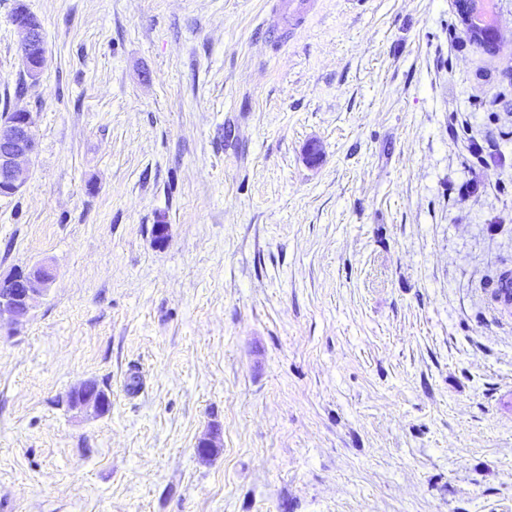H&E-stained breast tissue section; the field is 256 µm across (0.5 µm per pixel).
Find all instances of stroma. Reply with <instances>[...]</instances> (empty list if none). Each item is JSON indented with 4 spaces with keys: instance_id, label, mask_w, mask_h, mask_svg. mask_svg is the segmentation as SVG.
Listing matches in <instances>:
<instances>
[{
    "instance_id": "35a3bbf8",
    "label": "stroma",
    "mask_w": 512,
    "mask_h": 512,
    "mask_svg": "<svg viewBox=\"0 0 512 512\" xmlns=\"http://www.w3.org/2000/svg\"><path fill=\"white\" fill-rule=\"evenodd\" d=\"M494 12L488 52L454 0H315L274 49L267 0H0L36 140L0 282L54 271L0 322V512H512ZM88 380L109 413L68 408ZM13 23L23 39V52L21 53L23 66L29 77L36 80L42 72L46 53L41 24L24 9L19 10L13 17Z\"/></svg>"
}]
</instances>
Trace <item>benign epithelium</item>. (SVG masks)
I'll return each instance as SVG.
<instances>
[{"label":"benign epithelium","mask_w":512,"mask_h":512,"mask_svg":"<svg viewBox=\"0 0 512 512\" xmlns=\"http://www.w3.org/2000/svg\"><path fill=\"white\" fill-rule=\"evenodd\" d=\"M13 23L23 39V66L29 77L36 80L45 63L41 24L24 9L13 17ZM34 125L30 112H6L0 116V196H15L27 183L29 168L24 161L34 152ZM51 279L52 273L45 266L14 275L8 280V288L0 291V317L6 315L16 322L27 318L33 299L47 291ZM110 405V396L89 381L73 391L71 407L74 409L90 408L104 414Z\"/></svg>","instance_id":"1"}]
</instances>
